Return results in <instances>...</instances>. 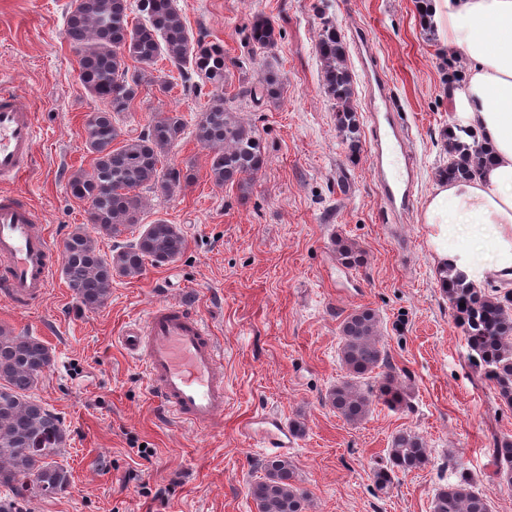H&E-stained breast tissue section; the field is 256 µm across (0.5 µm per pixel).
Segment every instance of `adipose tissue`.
Listing matches in <instances>:
<instances>
[{
  "instance_id": "1",
  "label": "adipose tissue",
  "mask_w": 512,
  "mask_h": 512,
  "mask_svg": "<svg viewBox=\"0 0 512 512\" xmlns=\"http://www.w3.org/2000/svg\"><path fill=\"white\" fill-rule=\"evenodd\" d=\"M443 44L466 56L467 74L448 89L460 125L479 132L490 164L469 181L440 180L420 222L438 267L454 264L469 280L512 272V0H430ZM477 224L491 265L481 270L467 253L448 249V227Z\"/></svg>"
}]
</instances>
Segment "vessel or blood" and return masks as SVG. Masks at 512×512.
<instances>
[{
	"mask_svg": "<svg viewBox=\"0 0 512 512\" xmlns=\"http://www.w3.org/2000/svg\"><path fill=\"white\" fill-rule=\"evenodd\" d=\"M370 80L375 177L391 218L410 206L413 174L398 161L404 139L380 69ZM38 129L34 107L23 92L0 83V181L12 182L29 171ZM36 210L19 196L0 197V295L28 308L49 288L60 256L39 225ZM124 349L144 366L154 398L179 422L199 430L213 428L224 412V377L215 336L190 296L155 302L142 320L121 333ZM241 431L270 456L290 454L296 438L274 413L256 414Z\"/></svg>",
	"mask_w": 512,
	"mask_h": 512,
	"instance_id": "1",
	"label": "vessel or blood"
}]
</instances>
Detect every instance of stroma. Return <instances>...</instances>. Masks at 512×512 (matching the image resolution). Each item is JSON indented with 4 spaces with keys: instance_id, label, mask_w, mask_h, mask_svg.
<instances>
[{
    "instance_id": "obj_1",
    "label": "stroma",
    "mask_w": 512,
    "mask_h": 512,
    "mask_svg": "<svg viewBox=\"0 0 512 512\" xmlns=\"http://www.w3.org/2000/svg\"><path fill=\"white\" fill-rule=\"evenodd\" d=\"M194 36L224 45L229 77L224 95L261 138L267 163L248 198L214 184L208 151L192 130L210 100L211 85L188 87L168 61L161 80L142 86L117 118L124 138L142 135L155 115L178 112L188 123L168 157L193 180L173 195L146 193L143 223L178 225L186 249L137 277H114L105 306L89 310L54 273L42 300L16 310L0 300V326L25 332L52 350L53 360L32 391L62 420L67 441L58 458L71 474L68 490L35 497L22 512H256L249 486L267 460L238 428L264 411L306 425L298 436L297 483L307 512H432L436 493L457 470L487 495L490 512H512V484L498 474L495 441L512 440V406L480 378L438 281V267L420 222L446 158L443 132L452 120L447 53L420 25L416 0H178ZM71 0H0V81L34 102L38 138L34 165L1 191L24 193L41 212L40 227L63 247L86 205L68 179L91 169L84 123L97 110L78 81V57L63 34ZM281 36L263 52L247 41L255 14ZM347 42L354 105L362 114L361 143L350 152L339 136L323 87L316 42L322 15ZM364 33L386 74L398 120L407 131L405 162L416 174L413 205L399 222L382 221L383 201L369 152L367 74L357 33ZM283 82L279 100L240 96L264 68ZM348 238L365 252L362 266L337 260L333 243ZM198 310L222 350L224 416L198 431L164 413L143 366L119 343L129 319L180 290ZM379 317L396 373L406 381V405L375 402L368 417L347 423L328 402L346 369L339 326L355 309ZM419 433L430 461L378 490L373 473L385 464L392 437ZM149 448L146 457L137 448Z\"/></svg>"
}]
</instances>
